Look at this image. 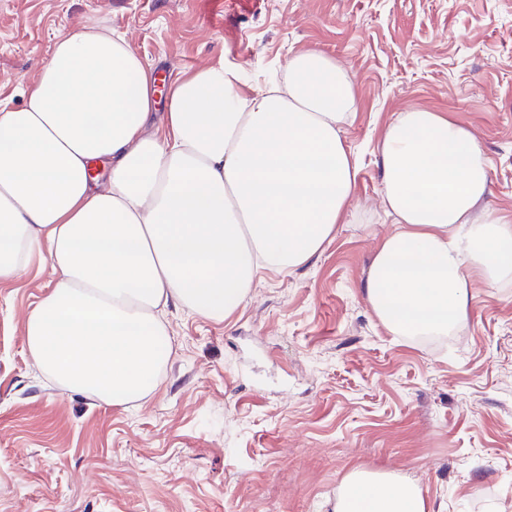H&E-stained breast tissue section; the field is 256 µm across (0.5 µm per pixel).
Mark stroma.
Wrapping results in <instances>:
<instances>
[{
	"label": "stroma",
	"instance_id": "1",
	"mask_svg": "<svg viewBox=\"0 0 512 512\" xmlns=\"http://www.w3.org/2000/svg\"><path fill=\"white\" fill-rule=\"evenodd\" d=\"M90 25L165 81L221 64L258 90L294 54L335 58L357 183L322 249L259 269L224 321L169 307L162 382L134 407L38 375L25 320L56 278L47 251L0 281V512H335L355 469L429 512H512V285L474 280L430 339L390 332L364 288L395 229L379 146L400 113L468 127L487 209L512 213V0H0V102L22 105L56 40Z\"/></svg>",
	"mask_w": 512,
	"mask_h": 512
}]
</instances>
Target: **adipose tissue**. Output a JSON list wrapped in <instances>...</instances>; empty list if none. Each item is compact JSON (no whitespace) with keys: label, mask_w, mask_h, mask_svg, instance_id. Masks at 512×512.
I'll list each match as a JSON object with an SVG mask.
<instances>
[{"label":"adipose tissue","mask_w":512,"mask_h":512,"mask_svg":"<svg viewBox=\"0 0 512 512\" xmlns=\"http://www.w3.org/2000/svg\"><path fill=\"white\" fill-rule=\"evenodd\" d=\"M153 106L137 53L92 28L56 41L22 106L0 105V281L47 244L57 278L26 319L29 355L61 389L112 406L156 391L168 306L227 318L259 268L294 269L322 248L357 178L342 137L355 94L323 52L293 56L286 83L263 90L221 66L177 77L152 130ZM380 155L396 229L367 299L402 335L447 334L475 278L512 282V213L481 209L483 149L444 113H401ZM343 484L336 512H427L396 479L355 470Z\"/></svg>","instance_id":"1"}]
</instances>
